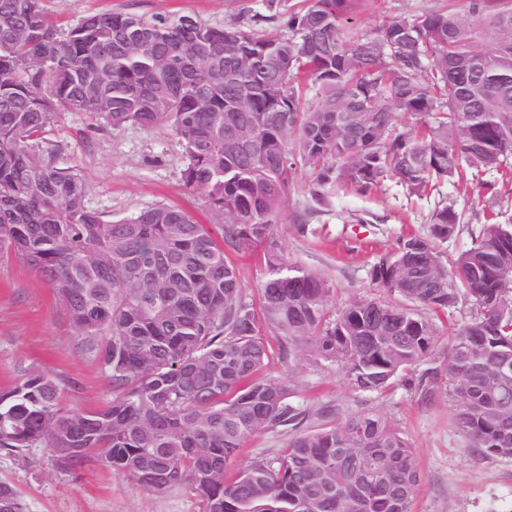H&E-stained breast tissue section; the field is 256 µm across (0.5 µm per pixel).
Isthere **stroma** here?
<instances>
[{
	"mask_svg": "<svg viewBox=\"0 0 512 512\" xmlns=\"http://www.w3.org/2000/svg\"><path fill=\"white\" fill-rule=\"evenodd\" d=\"M299 0H45L50 18L62 27L76 25L100 11L144 15L187 14L222 26L243 23L251 14L267 18L270 28H283ZM448 0H364L349 31L368 36L383 24L411 20L445 7ZM59 166L69 167L88 182L89 209L119 220L159 203L182 208L202 222L211 219L202 195L185 187L181 172L187 159L177 137L165 130L129 125L119 131L99 126L80 112L65 113L48 134ZM309 166H298L288 187L274 233L290 264L325 277L331 310H341L359 297L379 298L383 291L369 270L377 255L392 251L411 233L428 230L438 202L465 210L470 222L452 239L440 243L444 254H457L471 244L488 212L479 179L438 184L431 194L410 195L397 178H385L368 194H327L316 203L309 186ZM238 273L242 298L259 303L266 268L259 250L227 251ZM474 303L459 298L434 320V355H443L455 329L467 324ZM40 371L56 379L65 409L95 411L112 399V389L75 332L54 288L31 268L13 260L0 262V392L28 373ZM267 374L286 383L297 405L306 408L308 428L321 425L320 411L345 414L371 407L394 423L413 448L422 481L411 512H512V457L477 458L454 422L455 403L445 388L422 401L404 381L378 393L358 391L342 365L312 357L272 359ZM0 479L21 495L29 512H201L203 505L187 487L147 493L111 468L95 462L69 472L57 469L48 449L25 455L0 451Z\"/></svg>",
	"mask_w": 512,
	"mask_h": 512,
	"instance_id": "1",
	"label": "stroma"
}]
</instances>
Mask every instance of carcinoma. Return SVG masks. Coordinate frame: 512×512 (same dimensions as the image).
Wrapping results in <instances>:
<instances>
[{
  "instance_id": "1",
  "label": "carcinoma",
  "mask_w": 512,
  "mask_h": 512,
  "mask_svg": "<svg viewBox=\"0 0 512 512\" xmlns=\"http://www.w3.org/2000/svg\"><path fill=\"white\" fill-rule=\"evenodd\" d=\"M305 2L284 34L112 10L62 30L42 0H0V259L55 288L112 387L102 409L68 412L51 376L27 374L0 393V450L47 448L63 470L96 461L150 493L186 486L204 512H410L421 475L398 428L373 409L303 428L291 389L264 375L261 326L275 330L279 358L310 352L343 364L357 389L382 391L432 354L423 311L466 296L476 314L447 357L407 382L423 398L450 392L472 455L512 456L473 387L512 363V212L491 211L445 260L437 243L463 213L436 207L426 234L371 265L386 298L337 313L325 279L289 264L273 232L300 164L315 170L316 199L388 176L420 196L473 166L500 174L483 195L512 196V0H465L463 13L448 0L365 37L346 34L362 0ZM65 112L170 131L182 179L215 223L165 203L115 221L89 209L85 179L43 146ZM402 114L422 119L415 133L399 131ZM230 125L251 156L225 139ZM257 246L267 278L256 311L225 249ZM404 256L406 275L394 265ZM279 428L291 432L285 448L228 477L249 437ZM0 512H27L2 480Z\"/></svg>"
}]
</instances>
